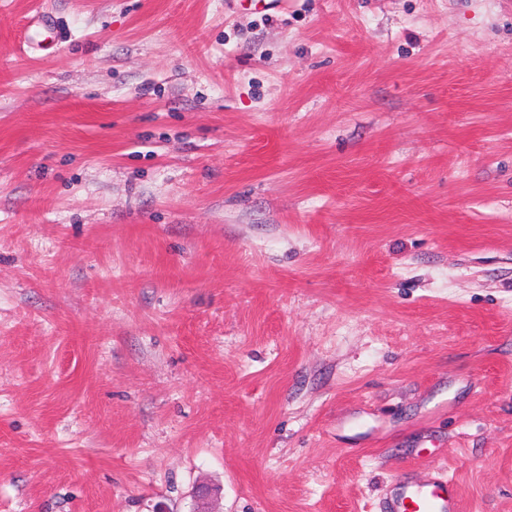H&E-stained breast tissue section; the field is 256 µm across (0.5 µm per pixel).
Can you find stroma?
Segmentation results:
<instances>
[{
  "mask_svg": "<svg viewBox=\"0 0 512 512\" xmlns=\"http://www.w3.org/2000/svg\"><path fill=\"white\" fill-rule=\"evenodd\" d=\"M512 512V0H0V512ZM396 499L392 512H459L455 482L444 476L420 481Z\"/></svg>",
  "mask_w": 512,
  "mask_h": 512,
  "instance_id": "35a3bbf8",
  "label": "stroma"
}]
</instances>
